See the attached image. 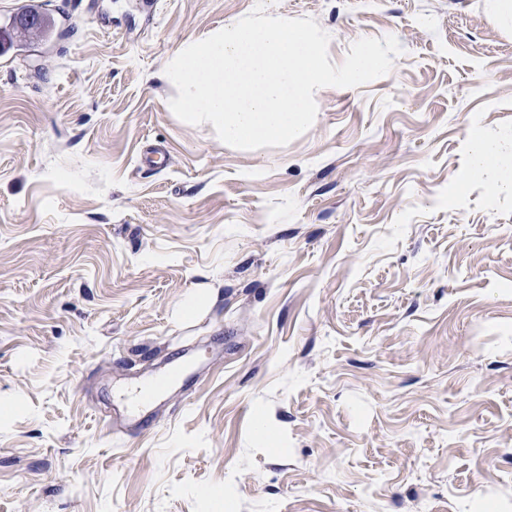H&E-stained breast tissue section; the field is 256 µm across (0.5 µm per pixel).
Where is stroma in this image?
I'll list each match as a JSON object with an SVG mask.
<instances>
[{"label":"stroma","mask_w":512,"mask_h":512,"mask_svg":"<svg viewBox=\"0 0 512 512\" xmlns=\"http://www.w3.org/2000/svg\"><path fill=\"white\" fill-rule=\"evenodd\" d=\"M255 4L0 0V512H512V194L467 175L512 133L498 0H270L331 64L402 51L240 150L163 73Z\"/></svg>","instance_id":"obj_1"}]
</instances>
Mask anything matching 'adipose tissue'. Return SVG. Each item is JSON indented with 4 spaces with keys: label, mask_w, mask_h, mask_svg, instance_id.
<instances>
[{
    "label": "adipose tissue",
    "mask_w": 512,
    "mask_h": 512,
    "mask_svg": "<svg viewBox=\"0 0 512 512\" xmlns=\"http://www.w3.org/2000/svg\"><path fill=\"white\" fill-rule=\"evenodd\" d=\"M469 173L486 180L496 192L512 193V135L489 138L473 133Z\"/></svg>",
    "instance_id": "obj_1"
}]
</instances>
